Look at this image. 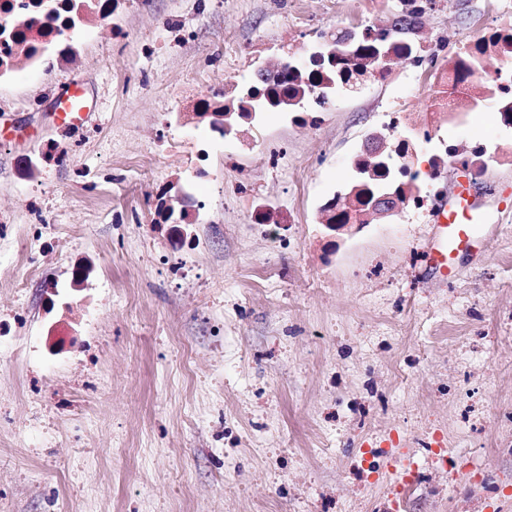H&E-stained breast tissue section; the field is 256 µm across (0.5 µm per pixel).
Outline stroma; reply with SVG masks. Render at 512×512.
<instances>
[{"mask_svg": "<svg viewBox=\"0 0 512 512\" xmlns=\"http://www.w3.org/2000/svg\"><path fill=\"white\" fill-rule=\"evenodd\" d=\"M333 2L146 0L117 16L122 42L86 40L54 79L0 84V315L27 309L25 335H42L63 303L45 276L69 290L84 261L96 296L85 333L101 340L84 366L0 352V512H386L394 465L416 472L404 512H512V165L493 158L512 127L493 101L442 131L489 157L469 194L490 223L450 282L428 265L432 219L398 211L333 231L311 207L352 180L382 110L425 114L411 58L336 93L319 128L263 113L281 157L236 148L209 223L188 229L208 243L195 282L159 260L176 232L135 217L186 164L152 131L182 92L203 98L228 78L215 63L225 45H303L304 28L349 26L355 0ZM502 8L512 0H447L417 40L457 47ZM160 18L181 20L184 37ZM74 79L92 112L63 128L52 101ZM47 142L70 163L21 179L19 160ZM245 178L291 215L284 242L255 230ZM35 194L51 223L29 242ZM85 373L93 387L75 394Z\"/></svg>", "mask_w": 512, "mask_h": 512, "instance_id": "1", "label": "stroma"}]
</instances>
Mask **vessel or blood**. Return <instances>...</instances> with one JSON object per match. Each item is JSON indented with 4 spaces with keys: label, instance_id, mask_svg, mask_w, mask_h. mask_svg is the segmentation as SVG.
Wrapping results in <instances>:
<instances>
[{
    "label": "vessel or blood",
    "instance_id": "obj_1",
    "mask_svg": "<svg viewBox=\"0 0 512 512\" xmlns=\"http://www.w3.org/2000/svg\"><path fill=\"white\" fill-rule=\"evenodd\" d=\"M53 109L58 120L68 126L84 123L89 116V105L80 82L73 81L55 97ZM467 193L459 191L453 203L440 209L429 252L431 269L445 278H453V256L470 249L476 241L478 227L466 223Z\"/></svg>",
    "mask_w": 512,
    "mask_h": 512
}]
</instances>
